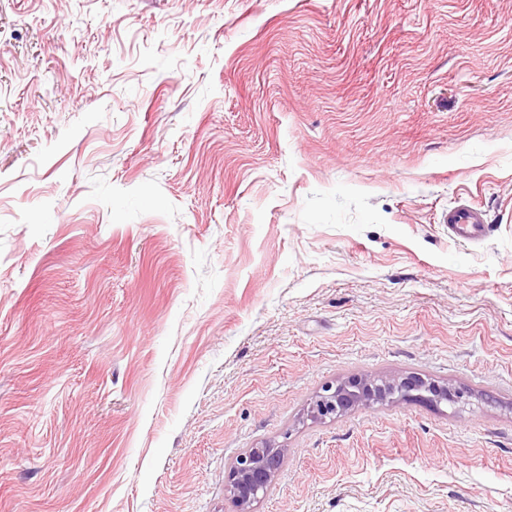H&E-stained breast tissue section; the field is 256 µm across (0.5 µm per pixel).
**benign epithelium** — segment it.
<instances>
[{"label":"benign epithelium","mask_w":512,"mask_h":512,"mask_svg":"<svg viewBox=\"0 0 512 512\" xmlns=\"http://www.w3.org/2000/svg\"><path fill=\"white\" fill-rule=\"evenodd\" d=\"M413 395L436 406L442 403L456 406L470 397L462 388L440 384L418 374L402 378H353L324 387L313 401L310 413L316 419H334L355 406L402 400ZM282 458L283 449L262 446L250 448L235 459L225 476V487L239 512H250L251 505L264 496Z\"/></svg>","instance_id":"1"}]
</instances>
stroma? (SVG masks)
<instances>
[{
	"label": "stroma",
	"instance_id": "1",
	"mask_svg": "<svg viewBox=\"0 0 512 512\" xmlns=\"http://www.w3.org/2000/svg\"><path fill=\"white\" fill-rule=\"evenodd\" d=\"M411 373L470 404L309 413ZM265 445L252 512H512V0H0V512ZM443 223L448 224L450 238L470 244L482 243L490 228L485 211L466 200L458 201L456 206L448 210L443 216Z\"/></svg>",
	"mask_w": 512,
	"mask_h": 512
}]
</instances>
